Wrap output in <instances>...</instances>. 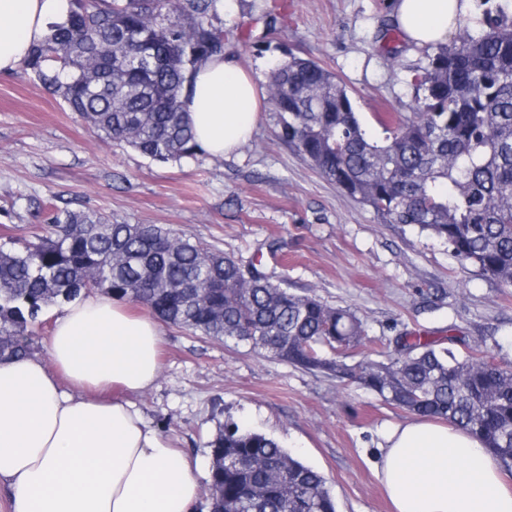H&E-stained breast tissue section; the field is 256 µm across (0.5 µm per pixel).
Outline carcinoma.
<instances>
[{"label":"carcinoma","instance_id":"carcinoma-1","mask_svg":"<svg viewBox=\"0 0 512 512\" xmlns=\"http://www.w3.org/2000/svg\"><path fill=\"white\" fill-rule=\"evenodd\" d=\"M218 0H70V12L29 50L26 67L97 136L160 161L196 155L182 110L202 62L225 54ZM485 32L464 20L445 44L424 49L412 115L364 128L344 83L290 56L271 73L269 103L281 137L324 179L389 224L415 225L463 264L512 286V16ZM94 289L146 306L194 334L231 338L386 403L436 416L480 438L512 470V371L494 369L455 336L406 332L385 361L349 365L341 350L364 340L363 321L274 283L156 224L111 222L63 210L18 251L0 250V356L25 357L45 307ZM463 345L454 352L445 343ZM211 512H337L326 478L279 443L234 422L209 442Z\"/></svg>","mask_w":512,"mask_h":512}]
</instances>
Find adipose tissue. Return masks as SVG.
Returning <instances> with one entry per match:
<instances>
[{
	"instance_id": "adipose-tissue-1",
	"label": "adipose tissue",
	"mask_w": 512,
	"mask_h": 512,
	"mask_svg": "<svg viewBox=\"0 0 512 512\" xmlns=\"http://www.w3.org/2000/svg\"><path fill=\"white\" fill-rule=\"evenodd\" d=\"M473 0H396L419 46L447 42ZM69 0H0V74L63 22ZM255 81L231 56L200 64L182 109L200 151L231 154L258 122ZM160 325L90 294L56 316L45 358L0 360V489L12 512H194L196 461L149 426L132 397L160 368ZM373 467L394 512H512V490L462 426L417 417L387 429Z\"/></svg>"
}]
</instances>
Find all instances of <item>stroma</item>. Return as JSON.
<instances>
[{
    "label": "stroma",
    "instance_id": "stroma-1",
    "mask_svg": "<svg viewBox=\"0 0 512 512\" xmlns=\"http://www.w3.org/2000/svg\"><path fill=\"white\" fill-rule=\"evenodd\" d=\"M391 0H225L224 48L266 88L288 55L313 59L350 91L367 132L381 113L410 114L422 50L392 27ZM263 106L236 152L159 162L100 140L27 69L0 75V249L34 240L51 212L84 210L129 224H161L204 247L262 261L274 282L361 317L367 338L346 348L353 364L392 350L396 336H461L512 364V288L461 266L443 241L386 223L321 178L279 137ZM278 253H271V246ZM161 368L135 396L146 420L197 460L224 423L261 432L321 472L338 512H391L372 469L377 443L405 411L339 382L163 325Z\"/></svg>",
    "mask_w": 512,
    "mask_h": 512
}]
</instances>
